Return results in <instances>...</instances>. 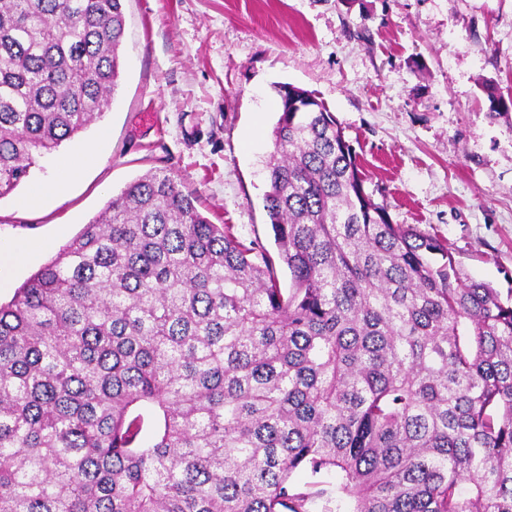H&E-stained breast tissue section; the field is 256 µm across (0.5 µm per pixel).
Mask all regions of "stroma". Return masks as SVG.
Instances as JSON below:
<instances>
[{"mask_svg": "<svg viewBox=\"0 0 512 512\" xmlns=\"http://www.w3.org/2000/svg\"><path fill=\"white\" fill-rule=\"evenodd\" d=\"M120 77L93 125L0 197V241L45 242L0 281L9 301L124 186L153 168L215 224L275 251L263 207L279 107L314 92L392 223L439 235L473 280L512 287V0H125ZM93 157L53 202L20 199L62 157Z\"/></svg>", "mask_w": 512, "mask_h": 512, "instance_id": "1", "label": "stroma"}]
</instances>
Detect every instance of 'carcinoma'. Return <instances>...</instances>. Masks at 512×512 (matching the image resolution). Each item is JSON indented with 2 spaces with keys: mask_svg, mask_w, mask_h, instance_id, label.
I'll use <instances>...</instances> for the list:
<instances>
[{
  "mask_svg": "<svg viewBox=\"0 0 512 512\" xmlns=\"http://www.w3.org/2000/svg\"><path fill=\"white\" fill-rule=\"evenodd\" d=\"M123 2L0 0V196L109 104ZM273 89L278 259L149 170L0 304V512H512V288Z\"/></svg>",
  "mask_w": 512,
  "mask_h": 512,
  "instance_id": "1",
  "label": "carcinoma"
}]
</instances>
